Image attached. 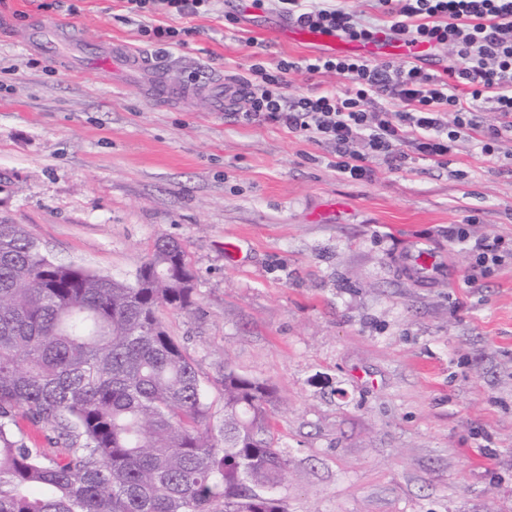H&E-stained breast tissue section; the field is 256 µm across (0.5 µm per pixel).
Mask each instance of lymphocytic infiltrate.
<instances>
[{"label":"lymphocytic infiltrate","instance_id":"lymphocytic-infiltrate-1","mask_svg":"<svg viewBox=\"0 0 512 512\" xmlns=\"http://www.w3.org/2000/svg\"><path fill=\"white\" fill-rule=\"evenodd\" d=\"M213 2L126 0L128 19L139 22L141 35L169 47L184 45L192 28L148 26L143 17H190L211 10ZM371 2L378 18L343 0H251V6L324 36L427 45L431 67L358 55L259 59L236 80L243 94L234 120L279 125L332 147L330 167L353 180H371L373 158L393 163L411 153L440 164L462 138L475 139L485 157L512 140V0ZM294 73L336 75L347 85L293 96L288 77ZM479 101L496 113L494 125H483Z\"/></svg>","mask_w":512,"mask_h":512}]
</instances>
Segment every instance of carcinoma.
I'll use <instances>...</instances> for the list:
<instances>
[{
	"instance_id": "cac0c4a2",
	"label": "carcinoma",
	"mask_w": 512,
	"mask_h": 512,
	"mask_svg": "<svg viewBox=\"0 0 512 512\" xmlns=\"http://www.w3.org/2000/svg\"><path fill=\"white\" fill-rule=\"evenodd\" d=\"M195 304L161 238L131 281L50 261L0 223V512H287L273 389L223 367L224 420L159 310ZM49 431L26 443L16 416Z\"/></svg>"
}]
</instances>
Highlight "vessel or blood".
I'll return each mask as SVG.
<instances>
[{
	"mask_svg": "<svg viewBox=\"0 0 512 512\" xmlns=\"http://www.w3.org/2000/svg\"><path fill=\"white\" fill-rule=\"evenodd\" d=\"M27 41L36 44L39 49L57 59L66 61L80 59L89 68L103 67L108 72L120 73L141 80L149 98L161 105H170L187 96V89L171 87L161 74L157 73L152 59L134 53L123 44L105 42L97 45L95 52L84 53L79 36L66 28L52 24H42L26 35ZM336 51L342 53H358L369 56H407L411 47L396 44L360 43L347 39H333ZM402 268L408 270L415 279L432 280L442 269L443 262L427 243H417L413 248L400 256Z\"/></svg>",
	"mask_w": 512,
	"mask_h": 512,
	"instance_id": "obj_1",
	"label": "vessel or blood"
}]
</instances>
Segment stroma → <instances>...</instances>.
Returning a JSON list of instances; mask_svg holds the SVG:
<instances>
[{
	"label": "stroma",
	"mask_w": 512,
	"mask_h": 512,
	"mask_svg": "<svg viewBox=\"0 0 512 512\" xmlns=\"http://www.w3.org/2000/svg\"><path fill=\"white\" fill-rule=\"evenodd\" d=\"M240 5L160 17L196 30L172 49L139 35L124 0H0V222L55 262L127 280L157 239L183 245L196 305L161 318L213 425L223 365L274 388L287 512H512V258L470 287L471 252L448 240L467 224L512 242V141L492 157L460 141L443 167L373 159L371 181L346 179L328 148L215 105L212 82L246 75L255 44L270 62L326 49L275 14L231 23ZM38 22L122 42L195 93L160 107L67 67L21 41ZM420 240L444 258L428 283L397 261Z\"/></svg>",
	"instance_id": "stroma-1"
}]
</instances>
